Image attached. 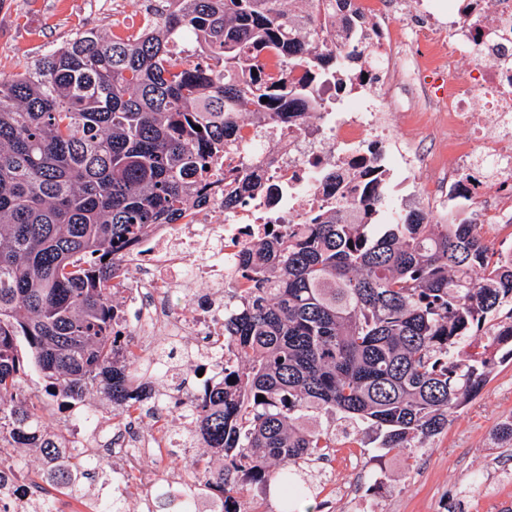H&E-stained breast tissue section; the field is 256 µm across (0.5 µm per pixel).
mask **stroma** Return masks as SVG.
I'll list each match as a JSON object with an SVG mask.
<instances>
[{
	"instance_id": "stroma-1",
	"label": "stroma",
	"mask_w": 512,
	"mask_h": 512,
	"mask_svg": "<svg viewBox=\"0 0 512 512\" xmlns=\"http://www.w3.org/2000/svg\"><path fill=\"white\" fill-rule=\"evenodd\" d=\"M143 14L142 0H0V71L22 70L77 34L133 25ZM511 417L512 360H499L417 458L368 439L337 446L328 465L341 490L382 503L384 512H512V447H497L492 438L495 425ZM475 472L495 480L494 492L471 481Z\"/></svg>"
}]
</instances>
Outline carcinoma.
Instances as JSON below:
<instances>
[{"instance_id": "cac0c4a2", "label": "carcinoma", "mask_w": 512, "mask_h": 512, "mask_svg": "<svg viewBox=\"0 0 512 512\" xmlns=\"http://www.w3.org/2000/svg\"><path fill=\"white\" fill-rule=\"evenodd\" d=\"M177 2L135 36L84 32L0 73V435L65 460L53 481L77 499L98 461L55 444L46 397L99 392L120 422L144 381L161 379L137 345L117 354L118 252L181 216L238 139L239 115L296 111L341 70L376 79L354 0ZM334 26L349 34L342 52L326 47ZM268 50L285 62L276 74L261 63ZM381 204L369 193L243 255L248 298L224 314L234 381L192 408L172 397L209 459L185 467L219 512L272 482L295 512L312 493L308 467L339 437L360 443L369 429L388 451L425 448L496 353L512 359V253L496 255L466 217L426 224L413 210L374 224Z\"/></svg>"}]
</instances>
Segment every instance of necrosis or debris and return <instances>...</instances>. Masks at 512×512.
<instances>
[{
	"label": "necrosis or debris",
	"instance_id": "obj_1",
	"mask_svg": "<svg viewBox=\"0 0 512 512\" xmlns=\"http://www.w3.org/2000/svg\"><path fill=\"white\" fill-rule=\"evenodd\" d=\"M385 65L379 79L349 93L341 77L312 92L301 113L257 125L240 121L236 150L201 183L192 206L172 224L121 251L120 303L113 326L124 336L188 342L183 362L153 361L181 381L186 399L222 383L236 356L221 345L224 293L241 287V253L290 225L356 202L366 184L385 194V223L408 208L446 223L460 204L475 206L488 234L512 229V0H428L422 20L405 26V0H356ZM409 47L396 59V45ZM447 76L442 89L430 78ZM237 201L225 207L227 192ZM189 299L172 311V291ZM62 443L72 453L112 451V493L153 512L161 490L196 500L191 470L170 468L157 480L151 460L182 445L181 437L147 423L108 426L101 409L60 407ZM0 512H40L44 491L14 464V444L0 440Z\"/></svg>",
	"mask_w": 512,
	"mask_h": 512
}]
</instances>
